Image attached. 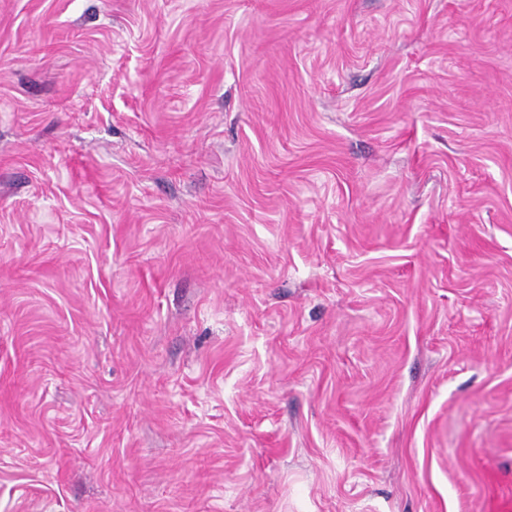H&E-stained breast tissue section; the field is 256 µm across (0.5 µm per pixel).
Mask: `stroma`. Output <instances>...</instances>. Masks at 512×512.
Instances as JSON below:
<instances>
[{"mask_svg":"<svg viewBox=\"0 0 512 512\" xmlns=\"http://www.w3.org/2000/svg\"><path fill=\"white\" fill-rule=\"evenodd\" d=\"M0 512H512V0H0Z\"/></svg>","mask_w":512,"mask_h":512,"instance_id":"obj_1","label":"stroma"}]
</instances>
